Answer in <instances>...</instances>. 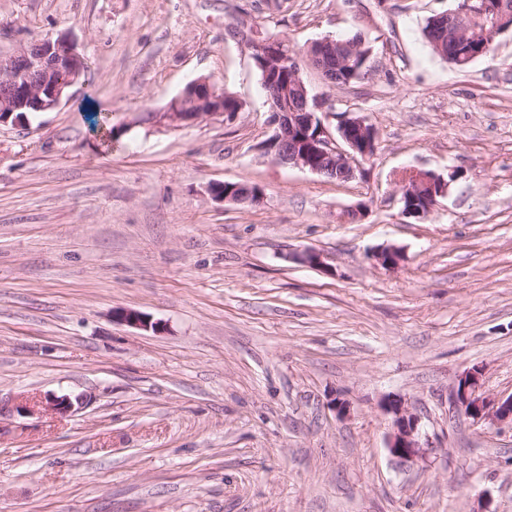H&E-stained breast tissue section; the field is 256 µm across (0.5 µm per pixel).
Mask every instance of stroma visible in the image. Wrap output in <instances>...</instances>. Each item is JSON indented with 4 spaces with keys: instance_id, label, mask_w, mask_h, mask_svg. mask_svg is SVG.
I'll use <instances>...</instances> for the list:
<instances>
[{
    "instance_id": "stroma-1",
    "label": "stroma",
    "mask_w": 512,
    "mask_h": 512,
    "mask_svg": "<svg viewBox=\"0 0 512 512\" xmlns=\"http://www.w3.org/2000/svg\"><path fill=\"white\" fill-rule=\"evenodd\" d=\"M454 4L0 0V57L65 34L89 65L59 108L0 127V512H512V426L453 402L477 366L484 396H512V30L457 68L423 34ZM357 35L367 75L327 86L307 47ZM268 36L331 98L329 129L375 127L361 175L259 157L248 42ZM201 78L241 111L147 121ZM451 169L427 218L402 216L397 172ZM224 181L263 202L216 201ZM47 393L83 407L18 410ZM391 399L425 459L390 455Z\"/></svg>"
}]
</instances>
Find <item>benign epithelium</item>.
<instances>
[{
  "instance_id": "benign-epithelium-1",
  "label": "benign epithelium",
  "mask_w": 512,
  "mask_h": 512,
  "mask_svg": "<svg viewBox=\"0 0 512 512\" xmlns=\"http://www.w3.org/2000/svg\"><path fill=\"white\" fill-rule=\"evenodd\" d=\"M491 9L496 18V32L512 30V0H495L489 6L486 0H461L458 6L442 15V35L459 49L448 56V62L461 65L482 56L493 42L488 33L469 23L472 15ZM69 55L77 54L74 42L60 36L55 40L44 39L28 42L7 58H0V125L21 121L19 112H50L62 102L67 90L78 81V76L63 74L60 57L63 48ZM318 49L319 67L330 74L351 62L361 51L355 41L325 37L314 44ZM250 48L259 53L257 65L265 72L293 69V52L284 48L281 40L253 41ZM206 91L200 103L210 107L198 112H187L181 107V98L173 100L163 112H154L151 118L157 123L190 125L207 118L224 115V97L205 80ZM271 122L274 134L257 147L264 156L278 165L296 167L315 174L348 181L355 177L357 159H367L377 148V133L373 125L362 118H345L332 134L318 117L332 110L325 95H312L301 80L288 82L286 86L269 89ZM342 144H337V141ZM459 177L455 169L444 178L432 172L409 170L398 177L401 191L402 215L421 219L430 214L437 198L448 192L451 182ZM239 186L230 182L211 189L213 198L219 201L258 203L263 199L261 188L250 189L241 195ZM377 261L392 268L402 260L397 247H386L376 254ZM120 321L142 329L158 330V325L146 320L138 311L123 309L118 312ZM482 370L473 368L458 380L455 403L460 410L477 422L512 423V396L503 401H492L480 393ZM39 404L45 409L61 414L74 410V403L67 395H47ZM386 414L390 416L388 449L401 463H414L425 457L428 443L422 441L418 419L408 412L399 399L388 402Z\"/></svg>"
}]
</instances>
